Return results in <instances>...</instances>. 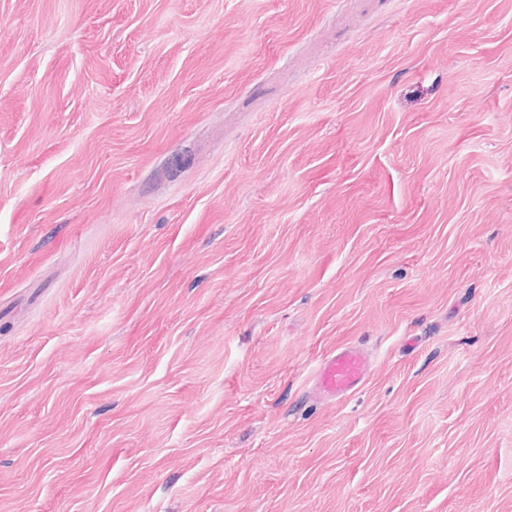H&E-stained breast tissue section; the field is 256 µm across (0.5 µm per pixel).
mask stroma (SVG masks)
Segmentation results:
<instances>
[{"label": "stroma", "instance_id": "35a3bbf8", "mask_svg": "<svg viewBox=\"0 0 512 512\" xmlns=\"http://www.w3.org/2000/svg\"><path fill=\"white\" fill-rule=\"evenodd\" d=\"M0 512H512V0H0ZM369 372V358L362 349L353 345L338 348L314 367L315 392L324 401H339L359 390Z\"/></svg>", "mask_w": 512, "mask_h": 512}]
</instances>
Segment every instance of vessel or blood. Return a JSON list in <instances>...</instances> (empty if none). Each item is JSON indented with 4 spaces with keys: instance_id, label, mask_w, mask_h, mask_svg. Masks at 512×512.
<instances>
[{
    "instance_id": "obj_1",
    "label": "vessel or blood",
    "mask_w": 512,
    "mask_h": 512,
    "mask_svg": "<svg viewBox=\"0 0 512 512\" xmlns=\"http://www.w3.org/2000/svg\"><path fill=\"white\" fill-rule=\"evenodd\" d=\"M369 372V358L362 349L353 345L338 348L314 367L315 392L325 401L341 400L359 390Z\"/></svg>"
}]
</instances>
